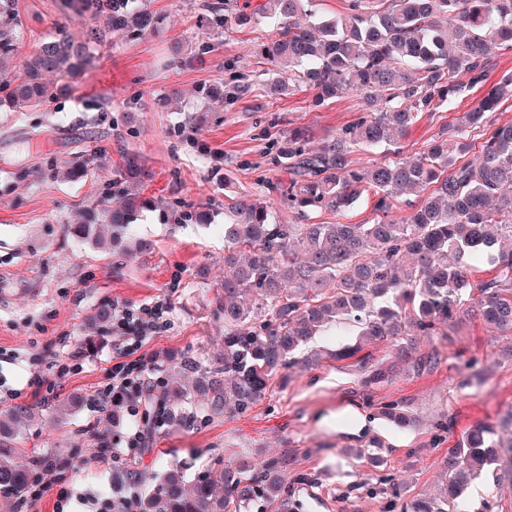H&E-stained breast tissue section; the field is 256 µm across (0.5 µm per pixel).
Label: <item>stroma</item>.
I'll return each mask as SVG.
<instances>
[{"label":"stroma","mask_w":512,"mask_h":512,"mask_svg":"<svg viewBox=\"0 0 512 512\" xmlns=\"http://www.w3.org/2000/svg\"><path fill=\"white\" fill-rule=\"evenodd\" d=\"M265 0H236L248 20L219 28L213 17L224 0H142L155 17L145 36L112 31L96 46L91 63L66 96L49 106L0 112V415L31 406L35 419L18 426L12 452L26 464L57 454L69 458L65 474L39 494L37 486L0 497V512H109L112 471L102 464L96 401L111 387L105 369L115 351L112 331L90 328L104 302L133 308L161 303L167 311L141 349L152 397L163 401L158 382L172 374L185 352L220 351L224 320L216 297L224 282V210L243 198L274 203L281 223H295L279 202L286 173L273 162V145L290 130L307 129L320 140L360 115L349 93L326 102L314 90L277 95L269 88L260 44L278 34L262 11ZM20 38L0 70L19 72L39 39L65 32L87 38L85 21L66 16L64 0H15ZM233 66L250 90L215 112L206 89ZM461 99L422 113L400 142L402 156H418L445 124L469 108ZM138 155L142 197L154 208L138 211L122 241L98 249L73 229L90 208H107L126 184V155ZM77 156L94 160L89 180L66 178ZM206 213L205 224L165 223L166 207ZM351 334L328 330L309 349L324 352L316 367L281 370L264 398L248 411L225 409L207 416L191 404L190 425L167 426L144 449L133 470L145 474L136 489L147 497L169 466L187 464V480L219 474L224 463L288 455L281 477L296 512H402L405 503L435 493L443 463L463 431L479 422L512 437V359L505 340L479 318L445 336H424L420 350L435 365L363 390L353 360L330 359L337 341ZM82 350V364L69 354ZM481 372L482 384H466ZM80 395L82 406L60 410ZM397 402L416 423L399 429L380 414ZM382 446L380 466L367 465L370 439ZM512 502V486L491 473L471 481L452 512H499Z\"/></svg>","instance_id":"1"}]
</instances>
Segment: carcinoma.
<instances>
[{
    "label": "carcinoma",
    "mask_w": 512,
    "mask_h": 512,
    "mask_svg": "<svg viewBox=\"0 0 512 512\" xmlns=\"http://www.w3.org/2000/svg\"><path fill=\"white\" fill-rule=\"evenodd\" d=\"M312 0H266L264 13L280 21V32L257 47L270 65V90L282 94L309 87L322 100L359 95L361 116L334 136L311 145L294 131L276 148L274 162L288 171L281 190L288 207L306 217L312 211L343 214L370 191L371 224H279L266 202L240 200L224 214V350L203 359L181 358L169 377L168 401L203 400L212 416L228 406L243 411L266 394L273 377L296 363L294 353L322 329L350 323L358 341L336 347L329 357L356 360L366 390L391 382L404 364L420 372L433 355L417 354L414 336L448 335L469 312H478L499 336L512 337V123L495 125L493 113L512 99V72L492 79L496 51H512V0H350L347 12L304 26ZM66 10L114 30L145 35L155 24L138 0H66ZM17 21L12 0H0V55L15 49ZM106 39L90 24L83 44L64 32L42 42L20 75L3 79L0 109L38 107L57 100L62 82L90 63L91 47ZM484 93L460 120L446 127L448 138L420 156L354 169L357 147L398 144L423 112H435L467 96ZM247 92L244 84L210 96L224 109ZM479 131L481 150L470 138ZM428 195L403 219L389 218L401 195ZM148 205L127 186L104 215L91 211L76 233L103 246L97 224L126 227ZM493 276L472 279L476 265ZM394 347L398 360L375 362L364 349ZM381 414L399 427L412 418L398 404ZM495 430L478 424L448 450L445 484L435 497L406 504L405 512H448L470 480L491 466L499 481L512 483V446L503 449ZM284 457L260 468L244 461L224 466L219 480L189 482L184 469H168L143 512H292L280 478ZM30 470L0 453V496L29 486ZM225 495L215 494L216 483Z\"/></svg>",
    "instance_id": "cac0c4a2"
}]
</instances>
